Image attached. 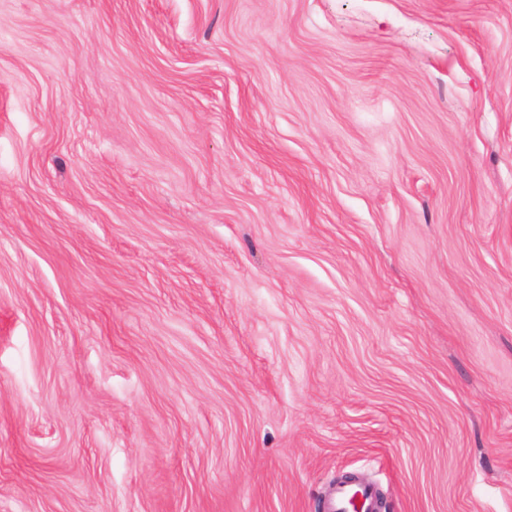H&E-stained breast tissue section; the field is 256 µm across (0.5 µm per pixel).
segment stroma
I'll return each instance as SVG.
<instances>
[{
  "label": "stroma",
  "instance_id": "stroma-1",
  "mask_svg": "<svg viewBox=\"0 0 512 512\" xmlns=\"http://www.w3.org/2000/svg\"><path fill=\"white\" fill-rule=\"evenodd\" d=\"M512 512V0H0V512ZM357 495L364 499L365 508L370 507L373 494L366 487H336V493L329 504V512H352L351 502Z\"/></svg>",
  "mask_w": 512,
  "mask_h": 512
}]
</instances>
